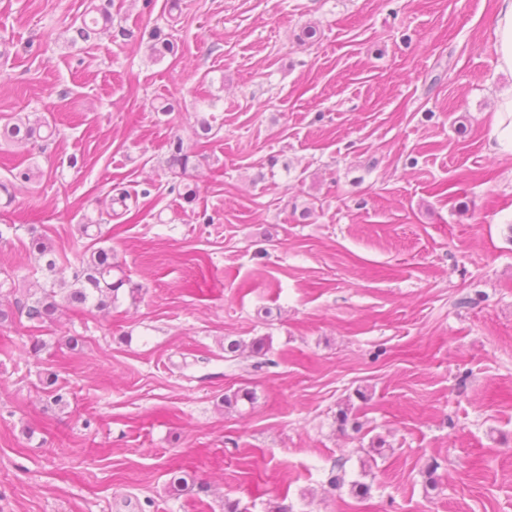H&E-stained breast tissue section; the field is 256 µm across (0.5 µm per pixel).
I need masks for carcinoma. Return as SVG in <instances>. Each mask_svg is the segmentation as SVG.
Here are the masks:
<instances>
[{
	"mask_svg": "<svg viewBox=\"0 0 512 512\" xmlns=\"http://www.w3.org/2000/svg\"><path fill=\"white\" fill-rule=\"evenodd\" d=\"M91 11L100 14L105 25L98 26L95 18L90 22L82 21V26L77 28V35L85 41L108 32V24L112 22V15L106 5H94ZM44 127H50V122L44 116H20L13 123H8L0 129V138L17 142L29 141L41 137V129ZM170 150V167L179 170L182 176L188 175V171L194 168L192 155L184 150L183 143L179 140L170 143ZM28 249L43 262L45 270H55L56 251L34 226L31 227ZM128 284L129 279L122 274L121 266L114 261L112 249L99 247L92 250L89 256L82 257L74 269L71 283L58 285L52 282L41 289L40 295L27 305L26 316L31 321L46 323L53 320L55 314L63 307L106 311L115 305L120 290ZM171 487L177 493L194 487L200 492L206 489V485L197 482L195 477L187 472L173 476Z\"/></svg>",
	"mask_w": 512,
	"mask_h": 512,
	"instance_id": "1",
	"label": "carcinoma"
}]
</instances>
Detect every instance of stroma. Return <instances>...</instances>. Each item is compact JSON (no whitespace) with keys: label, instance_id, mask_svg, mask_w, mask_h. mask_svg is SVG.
Returning <instances> with one entry per match:
<instances>
[{"label":"stroma","instance_id":"35a3bbf8","mask_svg":"<svg viewBox=\"0 0 512 512\" xmlns=\"http://www.w3.org/2000/svg\"><path fill=\"white\" fill-rule=\"evenodd\" d=\"M88 3L0 0V126L37 112L56 129L0 139V183L44 173L0 191V304L71 280L95 245L141 294L0 323V512H264L282 494L292 512H512L496 0H112L110 32L84 41ZM154 31L176 54L152 52ZM176 138L197 154L186 180ZM32 226L56 275L27 252ZM240 389L255 403L223 404ZM346 406L361 431L340 428ZM180 470L207 496L172 491Z\"/></svg>","mask_w":512,"mask_h":512}]
</instances>
